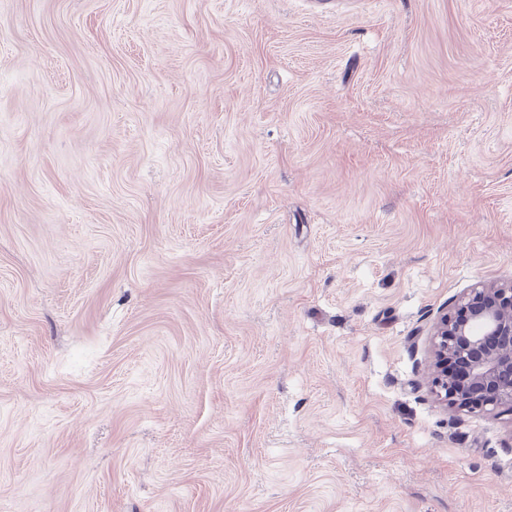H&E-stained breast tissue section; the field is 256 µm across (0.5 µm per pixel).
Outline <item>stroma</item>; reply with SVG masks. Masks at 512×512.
Returning a JSON list of instances; mask_svg holds the SVG:
<instances>
[{
    "label": "stroma",
    "mask_w": 512,
    "mask_h": 512,
    "mask_svg": "<svg viewBox=\"0 0 512 512\" xmlns=\"http://www.w3.org/2000/svg\"><path fill=\"white\" fill-rule=\"evenodd\" d=\"M510 278L512 0H0V512H512ZM431 390L447 407L470 414L512 411V278L463 294L440 313L430 335ZM448 361L462 372L448 376Z\"/></svg>",
    "instance_id": "1"
}]
</instances>
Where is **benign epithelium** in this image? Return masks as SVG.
Instances as JSON below:
<instances>
[{"label":"benign epithelium","instance_id":"benign-epithelium-1","mask_svg":"<svg viewBox=\"0 0 512 512\" xmlns=\"http://www.w3.org/2000/svg\"><path fill=\"white\" fill-rule=\"evenodd\" d=\"M430 353L431 390L447 407L512 411V278L474 287L439 314Z\"/></svg>","mask_w":512,"mask_h":512}]
</instances>
